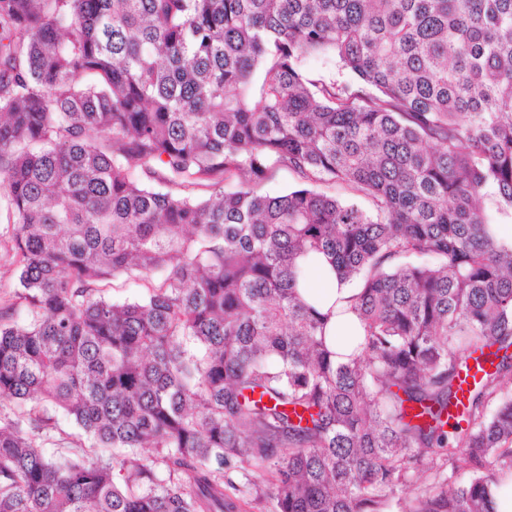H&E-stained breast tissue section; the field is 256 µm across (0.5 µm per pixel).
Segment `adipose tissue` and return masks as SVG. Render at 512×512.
<instances>
[{"label":"adipose tissue","mask_w":512,"mask_h":512,"mask_svg":"<svg viewBox=\"0 0 512 512\" xmlns=\"http://www.w3.org/2000/svg\"><path fill=\"white\" fill-rule=\"evenodd\" d=\"M311 295L317 297L321 309H335L336 315L332 318L329 333L338 339H346L359 335L360 327L356 316L349 312L347 301L354 296L357 289L353 282L339 281L334 278L329 266L313 271L311 275Z\"/></svg>","instance_id":"1"}]
</instances>
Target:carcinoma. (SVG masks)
I'll use <instances>...</instances> for the list:
<instances>
[{
    "mask_svg": "<svg viewBox=\"0 0 512 512\" xmlns=\"http://www.w3.org/2000/svg\"><path fill=\"white\" fill-rule=\"evenodd\" d=\"M321 53L349 78H310ZM279 170L301 187L259 193ZM489 196L512 213V0H0L26 306L0 305V512H241L249 467L276 512L409 487L408 512H494L512 246ZM322 258L360 288L344 361L301 294ZM120 279L146 294L105 298ZM50 408L81 457L44 453Z\"/></svg>",
    "mask_w": 512,
    "mask_h": 512,
    "instance_id": "obj_1",
    "label": "carcinoma"
}]
</instances>
